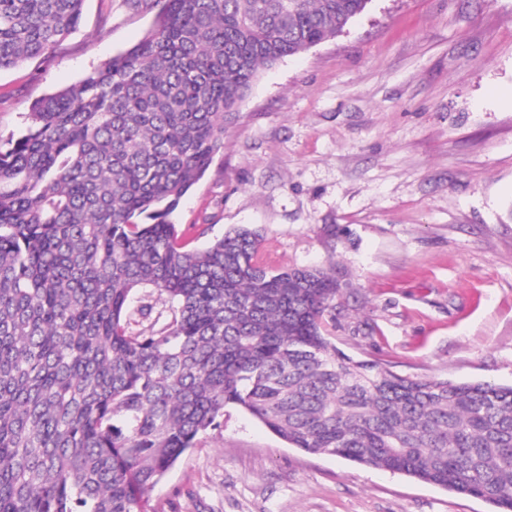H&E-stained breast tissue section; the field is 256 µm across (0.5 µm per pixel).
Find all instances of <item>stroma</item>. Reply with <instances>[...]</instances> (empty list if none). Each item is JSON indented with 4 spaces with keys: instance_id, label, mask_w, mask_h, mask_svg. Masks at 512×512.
I'll use <instances>...</instances> for the list:
<instances>
[{
    "instance_id": "stroma-1",
    "label": "stroma",
    "mask_w": 512,
    "mask_h": 512,
    "mask_svg": "<svg viewBox=\"0 0 512 512\" xmlns=\"http://www.w3.org/2000/svg\"><path fill=\"white\" fill-rule=\"evenodd\" d=\"M156 12L86 0L59 48L0 71V135L137 44ZM512 0H371L264 69L172 220L191 247L260 228L273 268L335 266L333 341L424 379L512 384ZM209 225L199 235L198 225ZM370 324L363 338L354 327ZM145 512H493L486 500L290 447L243 410L200 436Z\"/></svg>"
}]
</instances>
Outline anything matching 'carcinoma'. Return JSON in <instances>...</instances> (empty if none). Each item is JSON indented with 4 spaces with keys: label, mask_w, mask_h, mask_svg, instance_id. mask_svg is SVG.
I'll return each mask as SVG.
<instances>
[{
    "label": "carcinoma",
    "mask_w": 512,
    "mask_h": 512,
    "mask_svg": "<svg viewBox=\"0 0 512 512\" xmlns=\"http://www.w3.org/2000/svg\"><path fill=\"white\" fill-rule=\"evenodd\" d=\"M84 2L0 0V70L59 46ZM369 2L164 0L0 136V512H141L227 407L512 512V386L355 359L329 331L335 267L271 269L257 228L191 250L171 220L260 70Z\"/></svg>",
    "instance_id": "1"
}]
</instances>
